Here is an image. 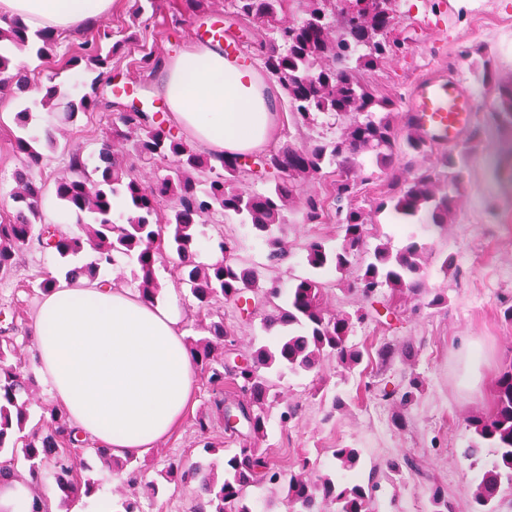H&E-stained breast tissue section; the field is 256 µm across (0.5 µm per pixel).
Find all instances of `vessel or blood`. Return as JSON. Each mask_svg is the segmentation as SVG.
Segmentation results:
<instances>
[{
	"mask_svg": "<svg viewBox=\"0 0 512 512\" xmlns=\"http://www.w3.org/2000/svg\"><path fill=\"white\" fill-rule=\"evenodd\" d=\"M473 101L459 70H433L418 79L406 112L414 129L434 146L461 142L471 128Z\"/></svg>",
	"mask_w": 512,
	"mask_h": 512,
	"instance_id": "b4317fda",
	"label": "vessel or blood"
}]
</instances>
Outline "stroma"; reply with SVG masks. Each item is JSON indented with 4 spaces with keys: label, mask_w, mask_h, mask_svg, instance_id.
I'll list each match as a JSON object with an SVG mask.
<instances>
[{
    "label": "stroma",
    "mask_w": 512,
    "mask_h": 512,
    "mask_svg": "<svg viewBox=\"0 0 512 512\" xmlns=\"http://www.w3.org/2000/svg\"><path fill=\"white\" fill-rule=\"evenodd\" d=\"M136 8V0H116L104 22L61 33L58 55L46 65H38L25 51H13L12 57L40 67L42 76H54L63 93H73L81 76L65 68L64 62L104 24L115 37L132 38L112 68L114 79L133 78L148 96H156L160 74L138 67L141 47L168 60L181 45L196 41L199 22L185 12L183 0H159L156 15L148 21L137 16ZM397 13L393 35L409 44V53L364 75L379 94L393 101L394 111H404L412 84L424 69L456 63L462 45L472 47L476 62L490 53L498 78L512 81V53L502 50L503 41L512 38V0H495L493 10L483 13L471 12L468 0H447L436 13L425 0H398ZM462 76L475 100L474 122L482 127L483 138L468 154L456 212L444 226L427 227L422 217L400 219L385 211L374 215L367 239L368 246L383 242L395 252L413 242L421 245L425 294L403 302L396 322L368 316L355 322L348 342L362 351L363 360L353 371L327 360L311 371L284 373L280 399L269 413L267 436L260 444L273 464L294 467L305 458L324 474L333 471V449H358L364 469L377 471L378 512H429L435 482L446 489L453 512H472L476 482L495 457L490 448L470 459L462 452L472 435L468 417L493 414L495 381L512 368V321L503 315L504 308L512 305V162L494 173L488 168L489 158L512 141V126L497 122L493 92L470 71ZM23 107L13 90L0 92V222L14 213V173L21 162L12 142L20 134L15 114ZM113 118V113L103 110L78 114L73 124L56 132L54 146L40 145L44 159L32 169V176L53 185L70 153L96 152ZM198 234L205 243L201 262L218 255L217 242L223 234L239 239L241 257L258 265L264 261L261 242L238 219L200 226ZM278 235L292 251L279 272L284 285L291 276L307 274L305 243L319 239L333 246L341 240L335 219L306 224L296 211L289 213ZM357 273L354 267L321 273L328 310L364 313L366 301L349 290ZM48 274L60 276L61 262L36 244L19 252L11 269L0 273V331L11 329L16 342H24L32 333L43 299L38 284ZM156 277L161 286L159 304H175L182 330L193 335L196 308L188 286L176 278L171 258L158 264ZM437 294L445 301L435 306L431 300ZM468 340L474 346L467 352L463 344ZM386 344L395 354L384 362L379 351ZM414 376L422 380L423 388L411 405L400 409L383 399L382 390ZM211 397L204 375L196 374L192 398L179 423L139 456L142 481L156 482L160 488L156 501L144 502V512H192L196 486H175L164 473L170 461L199 459L194 422L210 413ZM289 407L295 410L293 419L281 422L282 411ZM399 415L405 417V427L396 425ZM403 457L414 459L428 473V480L385 471L387 461Z\"/></svg>",
    "instance_id": "35a3bbf8"
}]
</instances>
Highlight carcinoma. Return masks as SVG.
I'll list each match as a JSON object with an SVG mask.
<instances>
[{
    "instance_id": "1",
    "label": "carcinoma",
    "mask_w": 512,
    "mask_h": 512,
    "mask_svg": "<svg viewBox=\"0 0 512 512\" xmlns=\"http://www.w3.org/2000/svg\"><path fill=\"white\" fill-rule=\"evenodd\" d=\"M292 1L301 8L297 21L287 16ZM396 5L397 0H231L233 15L246 22L257 37L265 71L282 90L303 142L226 157L216 165L209 155L162 128L155 114L132 105L112 121L93 165H88L81 153L73 152L66 170L54 180V196L66 213L76 216V231L42 223L45 185L28 174L43 160L34 147L39 132L14 139L13 151L22 168L14 176V218L0 224L1 273L9 271L17 253L34 241L53 250L66 267L68 281L80 276L93 281L116 257L126 256L139 271L138 293L152 302L161 290L155 266L168 251L174 256L179 280L190 286L197 312L208 318L194 326L203 336H189L186 343L214 394L213 407L224 421V431L238 441L239 448L224 456L220 481L199 462L169 464L167 482L195 484L201 492L196 512H253L247 490L260 482L286 490L289 512H325L329 503L337 506L336 512H375L374 484L364 486L354 479L360 462L356 449L333 451L342 472L337 481L314 470L305 458L296 469L273 466L257 444L266 436L269 409L280 396L271 369L281 376L286 369L295 373L313 370L327 358L346 369L362 362L361 350L347 340L353 319L362 320L366 314L354 318L327 310L323 283L317 277L331 269L348 270L366 249L371 218L356 200L360 186L373 179L375 172L366 169L362 155L374 153L391 171L388 195L375 203V212L389 207L403 216L423 212L428 223L440 227L457 208L467 155L482 139V128L475 126L460 148L442 153L437 166L423 167L419 158L432 146L421 140L407 116H402L403 127L396 128L392 102L364 81V72L405 51L404 44L391 37L398 18ZM36 37L38 42L31 43L22 21L0 18V43L7 42L20 51L32 49L40 62L56 58L59 34L43 30ZM123 45L124 41H117L104 54L96 38L84 41L65 65H83L96 76L88 83L81 82L75 97L67 101L62 100L53 78L46 83L32 81L26 66L0 51V90L12 85L20 92L39 88L41 97L36 104L49 114L62 109L63 123L73 121L80 112L101 106L110 109L115 103L100 96L99 86L110 83L112 57ZM474 72L483 85L496 91V116L512 125V82H500L489 59ZM320 113L345 118L339 138L313 135ZM158 162L165 164L166 174L148 185L135 172V164ZM254 166L260 169L262 190L242 187L244 176L251 174ZM320 178L329 179V198L317 193L299 198L303 183ZM119 200L125 201L127 213L117 217L114 204ZM331 203L343 234L341 245L308 241L304 260L313 275L294 278L286 292L259 267L237 257L234 238L222 239L217 260L199 261L197 227L236 216L265 244L266 266L277 267L288 258V248L274 232L288 223V211L296 205L303 223L320 224L329 216ZM420 260L421 250L415 243L396 253L379 243L369 252V261L361 266L351 291L368 301L379 297L385 288L401 296H419L423 291ZM247 295L265 331L276 332L275 343L251 349L238 362L229 348L234 332L224 324L219 307L224 302L237 304ZM226 383L234 389L235 407L243 420L241 431L231 424L224 409ZM420 386V381L412 378L402 391L385 396L397 397L401 405L408 406ZM35 391L33 372L17 360L14 337L0 336V453L11 449V456L0 461V479L21 477L15 465L21 458L32 481H41L45 473L51 477L62 501L94 497L99 485L78 478L80 462L72 450L85 441L70 424L64 408H51L49 416L26 432ZM195 426L205 439V452L221 451L208 440L212 416L198 417ZM468 426L474 430V439L464 457H473L486 447L497 450L496 459L479 478L473 512H496L505 488H512V368L496 381L493 415H473ZM94 453L113 473H126L129 482L136 483L135 471L128 470L136 457L117 458L105 446L94 448ZM386 468L397 476L407 472L431 482L430 512H452L444 488L432 482L414 460H391ZM115 495L113 512H143L139 494L117 491Z\"/></svg>"
}]
</instances>
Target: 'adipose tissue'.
Listing matches in <instances>:
<instances>
[{
	"mask_svg": "<svg viewBox=\"0 0 512 512\" xmlns=\"http://www.w3.org/2000/svg\"><path fill=\"white\" fill-rule=\"evenodd\" d=\"M114 0H0V16L30 30L69 32L108 17ZM158 93L185 139L213 160L261 151L275 140L270 89L220 44L173 55ZM38 371L72 426L117 455H137L182 416L194 363L172 308L126 288L79 279L45 294L34 327Z\"/></svg>",
	"mask_w": 512,
	"mask_h": 512,
	"instance_id": "obj_1",
	"label": "adipose tissue"
}]
</instances>
